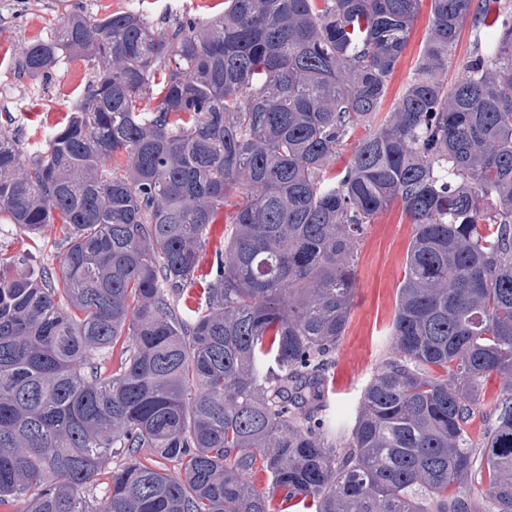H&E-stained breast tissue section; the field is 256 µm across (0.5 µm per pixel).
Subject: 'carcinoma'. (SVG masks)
Instances as JSON below:
<instances>
[{
  "label": "carcinoma",
  "instance_id": "cac0c4a2",
  "mask_svg": "<svg viewBox=\"0 0 512 512\" xmlns=\"http://www.w3.org/2000/svg\"><path fill=\"white\" fill-rule=\"evenodd\" d=\"M420 2L224 0L160 30L134 9L74 10L24 49L32 77L72 52L90 77L28 158L0 131V216L61 233L58 275L0 256V507L272 512L250 481L263 471L317 512H512V14L489 21L512 4L431 0L415 73L378 124ZM469 18L496 34L450 85ZM396 199L414 233L393 358L333 440L326 370L357 246ZM197 283L207 306L175 310ZM492 375L506 398L477 450ZM108 465L104 495L81 493ZM468 483L482 506L451 492ZM234 207L230 205L224 206L223 209H219L214 219V224L211 229L209 242L206 244L203 251H201L202 263L205 269H209L215 259L216 251L224 249V230L226 222H228L232 216Z\"/></svg>",
  "mask_w": 512,
  "mask_h": 512
}]
</instances>
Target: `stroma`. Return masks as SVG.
<instances>
[{
    "label": "stroma",
    "instance_id": "stroma-1",
    "mask_svg": "<svg viewBox=\"0 0 512 512\" xmlns=\"http://www.w3.org/2000/svg\"><path fill=\"white\" fill-rule=\"evenodd\" d=\"M77 7L95 18L134 9L161 29L188 13L210 20L223 11L224 0H0V130L18 138L23 153L34 151L36 143L66 124L85 90L89 75L78 54H67L46 80L30 77L21 64L25 47L63 26L67 10ZM431 23V0H421L407 46L388 80L383 111L393 110L402 96ZM412 236V220L397 201L365 231L355 263L350 319L328 368L333 381L330 411L354 412L364 386L392 356L398 288ZM0 252L24 253L37 266L59 269L47 237H31L12 224L0 223Z\"/></svg>",
    "mask_w": 512,
    "mask_h": 512
}]
</instances>
